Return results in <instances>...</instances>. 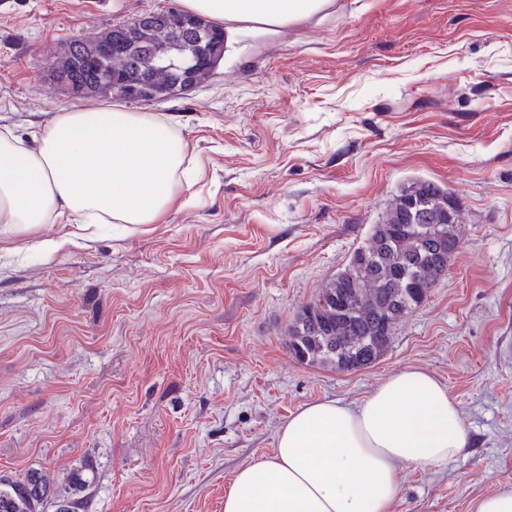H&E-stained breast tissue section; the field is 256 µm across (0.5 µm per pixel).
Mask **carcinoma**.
Instances as JSON below:
<instances>
[{"mask_svg":"<svg viewBox=\"0 0 512 512\" xmlns=\"http://www.w3.org/2000/svg\"><path fill=\"white\" fill-rule=\"evenodd\" d=\"M185 11L159 12L154 21L132 30L138 44L154 47L175 39V32L190 22ZM50 78L66 76L82 84L122 85L141 74L154 78L141 87L143 102L157 97L167 100L182 94V88L201 86L211 77L209 65L202 62L178 69L154 65L147 51L131 62L124 56L92 60L82 53L62 50L48 62ZM449 190L433 181L419 179L399 191L389 203L381 221L371 226L366 243L350 255L347 263L319 289L330 298L325 307L307 303L289 329L288 350L301 361L350 372L374 363L388 349L395 332L417 307L421 306L441 275L432 274L442 261L440 242L448 254L460 247L458 234L431 231L428 224H417L405 211L403 201L416 195L424 203L444 202ZM83 512V500L74 495L48 500L47 481L42 472L32 469L24 478L0 476V512Z\"/></svg>","mask_w":512,"mask_h":512,"instance_id":"cac0c4a2","label":"carcinoma"}]
</instances>
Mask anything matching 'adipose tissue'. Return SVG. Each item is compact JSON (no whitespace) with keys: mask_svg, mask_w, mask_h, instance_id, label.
Segmentation results:
<instances>
[{"mask_svg":"<svg viewBox=\"0 0 512 512\" xmlns=\"http://www.w3.org/2000/svg\"><path fill=\"white\" fill-rule=\"evenodd\" d=\"M215 22L291 25L327 0H181ZM188 144L154 112L75 106L22 138L0 129V240L60 219L153 224L187 178ZM467 444L447 388L406 367L357 406L305 404L280 429L273 456L235 472L224 512H391L400 469L436 468Z\"/></svg>","mask_w":512,"mask_h":512,"instance_id":"ef3b65f1","label":"adipose tissue"}]
</instances>
